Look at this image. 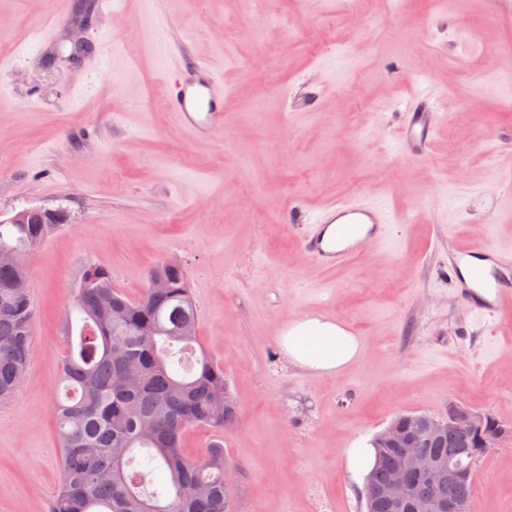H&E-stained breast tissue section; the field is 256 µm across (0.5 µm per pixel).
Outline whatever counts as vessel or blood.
<instances>
[{"mask_svg": "<svg viewBox=\"0 0 512 512\" xmlns=\"http://www.w3.org/2000/svg\"><path fill=\"white\" fill-rule=\"evenodd\" d=\"M198 69L200 82L183 77L178 58H171L164 71L168 106L184 132L195 141H209L224 128L223 75L210 63L202 61ZM442 115L431 96L415 95L402 113L396 139L402 147L412 148L418 156H427ZM397 218L389 209L360 198L331 202L315 216L313 229L302 241L309 260L319 266L334 268L359 254L365 244H383L388 240L387 227ZM341 225V247L331 248L324 240L328 225ZM364 224L365 235L356 237L349 225ZM481 263L471 265V284L485 288V296L476 302L478 310L493 313L512 302V251L492 247L482 252Z\"/></svg>", "mask_w": 512, "mask_h": 512, "instance_id": "vessel-or-blood-1", "label": "vessel or blood"}]
</instances>
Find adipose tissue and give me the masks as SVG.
<instances>
[{"label": "adipose tissue", "instance_id": "obj_1", "mask_svg": "<svg viewBox=\"0 0 512 512\" xmlns=\"http://www.w3.org/2000/svg\"><path fill=\"white\" fill-rule=\"evenodd\" d=\"M289 360L314 373H337L355 361L361 351L357 336L334 319L304 315L279 336Z\"/></svg>", "mask_w": 512, "mask_h": 512}]
</instances>
